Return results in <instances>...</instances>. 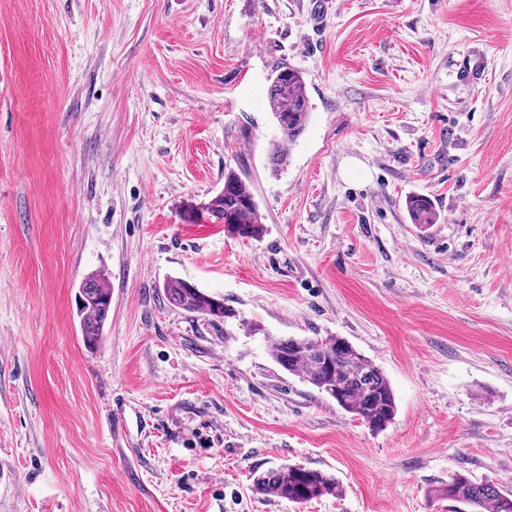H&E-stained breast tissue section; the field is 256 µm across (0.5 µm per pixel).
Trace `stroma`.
Returning <instances> with one entry per match:
<instances>
[{"mask_svg": "<svg viewBox=\"0 0 512 512\" xmlns=\"http://www.w3.org/2000/svg\"><path fill=\"white\" fill-rule=\"evenodd\" d=\"M281 66L312 110L277 169ZM230 170L259 238L181 218ZM170 275L235 318L168 305ZM269 334L346 339L393 422ZM284 463L341 496L253 489ZM457 472L512 491V0H0V512H461L435 494ZM407 209L413 224H437L438 214L431 200L426 196H411ZM82 341L90 351L98 349L112 305V290L105 275L92 273L80 283L75 294ZM272 360L288 373L326 393L374 431L396 415L391 384L378 366L344 338L265 337Z\"/></svg>", "mask_w": 512, "mask_h": 512, "instance_id": "1", "label": "stroma"}]
</instances>
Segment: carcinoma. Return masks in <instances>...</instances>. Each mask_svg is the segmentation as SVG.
I'll return each mask as SVG.
<instances>
[{
  "mask_svg": "<svg viewBox=\"0 0 512 512\" xmlns=\"http://www.w3.org/2000/svg\"><path fill=\"white\" fill-rule=\"evenodd\" d=\"M268 108L280 138L272 144L275 166L287 162L285 144H293L303 133L311 111L302 73L279 67L270 77ZM407 209L415 224H435L438 214L426 196H411ZM190 224L224 225V231L241 238H258L264 231L258 204L248 181L236 172L224 174V187L207 202L190 204L183 211ZM163 295L172 306L213 321L231 317L224 301L192 283L170 276L163 283ZM82 341L90 351L98 349L112 305V290L105 275L92 273L80 283L75 294ZM272 360L328 394L346 412L360 417L374 431L384 430L396 415L391 384L378 366L345 339L329 337H266ZM256 492L303 504L325 496H340L336 478L301 465H281L253 479ZM437 495L470 508V512H512V493L488 480H476L461 473L451 475L437 489Z\"/></svg>",
  "mask_w": 512,
  "mask_h": 512,
  "instance_id": "obj_1",
  "label": "carcinoma"
}]
</instances>
